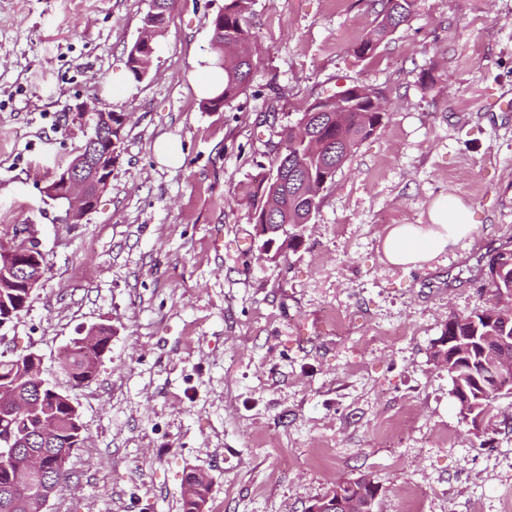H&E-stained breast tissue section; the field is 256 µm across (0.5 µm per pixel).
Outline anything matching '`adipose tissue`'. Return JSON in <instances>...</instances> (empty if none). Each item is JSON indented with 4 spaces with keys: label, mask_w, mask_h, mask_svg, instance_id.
<instances>
[{
    "label": "adipose tissue",
    "mask_w": 512,
    "mask_h": 512,
    "mask_svg": "<svg viewBox=\"0 0 512 512\" xmlns=\"http://www.w3.org/2000/svg\"><path fill=\"white\" fill-rule=\"evenodd\" d=\"M475 231L464 203L444 195L433 203L428 223L391 227L383 239L382 251L391 265L421 267L448 248L472 238Z\"/></svg>",
    "instance_id": "1"
}]
</instances>
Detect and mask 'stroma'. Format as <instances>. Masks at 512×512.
Listing matches in <instances>:
<instances>
[{
	"label": "stroma",
	"instance_id": "35a3bbf8",
	"mask_svg": "<svg viewBox=\"0 0 512 512\" xmlns=\"http://www.w3.org/2000/svg\"><path fill=\"white\" fill-rule=\"evenodd\" d=\"M223 6L176 0L137 82L150 0H0V225H35L48 266L0 351L40 355L86 436L48 512H182L192 471L211 481L205 512H306L360 476L376 512H405L410 491L420 512H512V394L475 437L431 357L512 249V0H418L366 60L351 53L377 24L365 0H252L249 87L209 112L193 63ZM354 82L381 92L384 127L301 245L259 258L250 198L273 146L305 102ZM82 103L128 121L108 189L71 224L44 188L91 132L67 115ZM163 140L178 164L159 161ZM445 194L472 239L421 268L385 263L387 230L427 223ZM100 325L111 349L74 385L58 357Z\"/></svg>",
	"mask_w": 512,
	"mask_h": 512
}]
</instances>
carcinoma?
I'll return each mask as SVG.
<instances>
[{
	"instance_id": "obj_1",
	"label": "carcinoma",
	"mask_w": 512,
	"mask_h": 512,
	"mask_svg": "<svg viewBox=\"0 0 512 512\" xmlns=\"http://www.w3.org/2000/svg\"><path fill=\"white\" fill-rule=\"evenodd\" d=\"M417 0H369V6L379 7L378 22L369 37L352 48L362 58L401 25L409 22L415 13ZM251 0H224V8L213 24L211 43L214 65L224 70V88L217 95L202 101L205 110L215 112L231 104L247 91L250 76L256 64V40L249 23ZM174 0H158L155 9L144 17L143 26L158 35L170 15ZM370 89L353 84L346 89L356 95L357 105L342 117L334 112L303 111L296 124L305 125L307 140L298 145L286 143L282 152L272 151L269 160L270 175L260 198L251 201L254 224H286L288 237L268 252L277 236L257 230L262 240L258 251L269 259L278 257L283 248H297L302 242L299 225L319 211L321 193L332 182L338 169L347 161L353 149L384 127L385 113L372 111ZM17 232L10 226L0 228V254L24 248L16 241ZM488 291L496 294L512 290V250L503 249L491 258ZM46 266L34 264L26 273L17 272L0 277V323L9 322L24 311L27 304L26 289L20 280L25 276L44 275ZM474 311L467 315H450L445 327L455 336H474L477 332ZM112 330L100 326L96 337V350L90 354L78 343H73L62 358L70 379L76 385L90 382L102 354L110 351ZM458 355L451 365L453 375L469 389L473 405L470 407V425L487 415L496 400L503 395L501 387L512 392V378L497 382L482 375L486 357L478 348L451 345L448 355ZM36 354L21 353L10 357L0 354V448L20 447L40 455L44 470L26 473L22 460L13 454L0 455V512H42L44 491L47 486L60 484L69 477L66 469L55 465L61 454L70 455L83 441L79 415L70 405L69 395L37 378L40 367L35 365ZM29 397L34 408L24 413H13L7 402L17 397ZM210 482L200 472L186 475L183 488L184 512H202Z\"/></svg>"
}]
</instances>
